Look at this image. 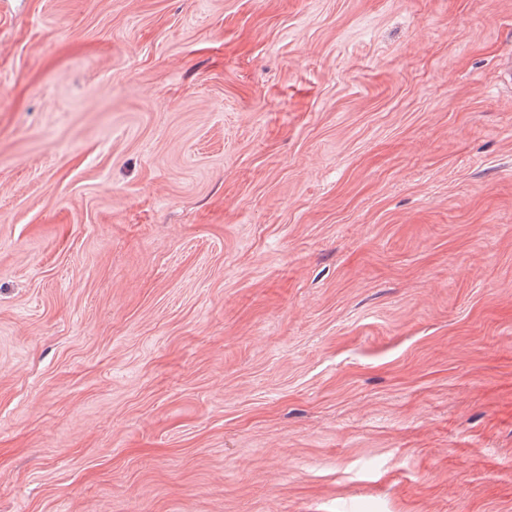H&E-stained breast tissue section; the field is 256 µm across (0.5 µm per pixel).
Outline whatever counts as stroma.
<instances>
[{
    "label": "stroma",
    "mask_w": 512,
    "mask_h": 512,
    "mask_svg": "<svg viewBox=\"0 0 512 512\" xmlns=\"http://www.w3.org/2000/svg\"><path fill=\"white\" fill-rule=\"evenodd\" d=\"M512 0H0V512H512Z\"/></svg>",
    "instance_id": "obj_1"
}]
</instances>
